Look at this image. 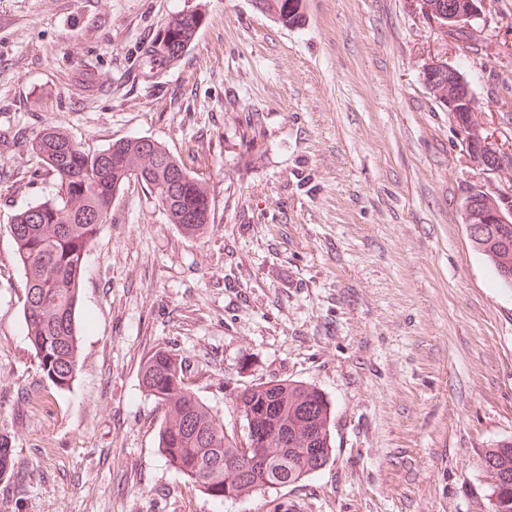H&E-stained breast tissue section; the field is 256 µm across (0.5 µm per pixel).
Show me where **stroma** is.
Listing matches in <instances>:
<instances>
[{
  "mask_svg": "<svg viewBox=\"0 0 512 512\" xmlns=\"http://www.w3.org/2000/svg\"><path fill=\"white\" fill-rule=\"evenodd\" d=\"M203 16L157 71L145 49ZM285 27L253 0H0V427L24 487L0 512H484L482 448L512 436V286L462 222L469 186L512 189L462 150L421 80L438 58L470 81L512 149V0H485L469 44L418 0H304ZM257 137L242 136L246 118ZM88 151L145 137L205 184L214 222L189 237L138 182L86 257L80 371L40 378L9 224L52 190L29 142ZM190 360L226 414L235 389L315 384L333 406L326 467L234 504L178 476L141 387L156 350Z\"/></svg>",
  "mask_w": 512,
  "mask_h": 512,
  "instance_id": "obj_1",
  "label": "stroma"
}]
</instances>
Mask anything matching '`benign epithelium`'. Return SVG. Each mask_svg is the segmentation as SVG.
I'll return each instance as SVG.
<instances>
[{"label": "benign epithelium", "instance_id": "1", "mask_svg": "<svg viewBox=\"0 0 512 512\" xmlns=\"http://www.w3.org/2000/svg\"><path fill=\"white\" fill-rule=\"evenodd\" d=\"M423 13L435 23H448V28L466 19L472 21L481 11L484 0H468L462 6L457 0H419ZM448 112L457 116L460 145L473 165L490 172L499 162L502 149L494 143L493 134L476 112V99L448 95L444 101ZM492 189L485 184L471 188L463 203V224L469 240L475 242L493 231L496 224H512V201L500 194L502 204L490 205Z\"/></svg>", "mask_w": 512, "mask_h": 512}]
</instances>
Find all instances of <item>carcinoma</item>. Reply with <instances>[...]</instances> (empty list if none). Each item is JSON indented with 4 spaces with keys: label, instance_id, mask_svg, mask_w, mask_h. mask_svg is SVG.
Returning a JSON list of instances; mask_svg holds the SVG:
<instances>
[{
    "label": "carcinoma",
    "instance_id": "1",
    "mask_svg": "<svg viewBox=\"0 0 512 512\" xmlns=\"http://www.w3.org/2000/svg\"><path fill=\"white\" fill-rule=\"evenodd\" d=\"M262 0L263 14L285 27L303 23L291 2ZM202 16L188 11L168 22L149 63L167 64L193 42ZM422 82L436 102L448 96V79ZM52 192L16 212L10 235L25 276L24 319L37 370L56 388H69L80 369L75 313L85 258L100 228L112 219V201L131 179L146 187L155 205L184 234L197 236L214 222L211 200L196 174L154 140L119 139L98 152L81 150L64 131L46 128L31 140ZM473 248L498 278L512 275V224L498 225ZM186 357L158 350L141 368V386L162 411L158 448L169 465L204 494L234 503L312 476L332 456V403L317 386L277 379L246 386L231 398L244 421H266L269 433L255 442L192 391ZM264 449L253 461L246 449ZM479 469L486 512H512V437L483 449ZM11 435L0 431V480L18 476Z\"/></svg>",
    "mask_w": 512,
    "mask_h": 512
}]
</instances>
